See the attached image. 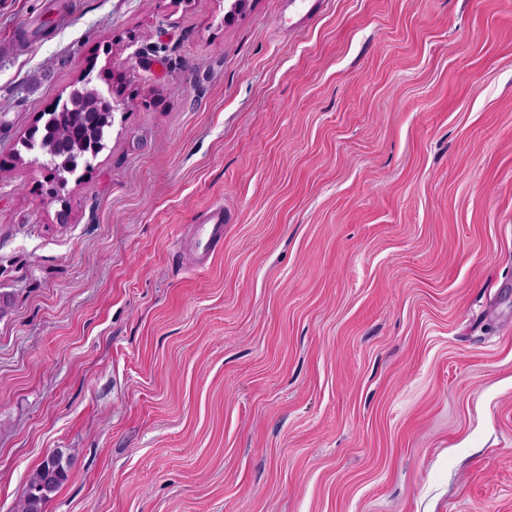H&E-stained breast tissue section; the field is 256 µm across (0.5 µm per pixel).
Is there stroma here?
I'll return each mask as SVG.
<instances>
[{
  "label": "stroma",
  "instance_id": "1",
  "mask_svg": "<svg viewBox=\"0 0 512 512\" xmlns=\"http://www.w3.org/2000/svg\"><path fill=\"white\" fill-rule=\"evenodd\" d=\"M228 5L0 0V512L57 448L45 512H512V0ZM90 71L58 201L20 146ZM230 222L231 217L222 206L213 207L206 213L189 244L199 260L206 262L214 254L224 250V225Z\"/></svg>",
  "mask_w": 512,
  "mask_h": 512
}]
</instances>
